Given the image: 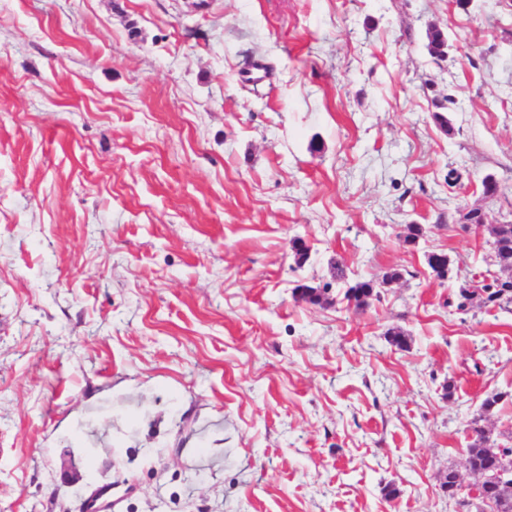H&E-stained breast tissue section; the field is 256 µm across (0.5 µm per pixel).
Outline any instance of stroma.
Listing matches in <instances>:
<instances>
[{
	"label": "stroma",
	"instance_id": "obj_1",
	"mask_svg": "<svg viewBox=\"0 0 512 512\" xmlns=\"http://www.w3.org/2000/svg\"><path fill=\"white\" fill-rule=\"evenodd\" d=\"M511 220L512 0H0V512H464ZM494 261L501 270H512V223L497 224L493 231ZM336 279L348 284L345 291V298L349 301L355 302L358 308L368 307L371 301L379 298L378 292H375V287L372 281H353L347 280L346 274L342 267L336 265ZM500 279L501 278L497 276H492V278L489 279L486 275H482L483 294L479 296L469 295V297H467L464 291L465 288L460 286L457 293V309L465 310L468 304L475 298H478L479 305L488 310L509 307L512 304V288H503L504 283L501 282ZM467 300H469L468 303L465 302Z\"/></svg>",
	"mask_w": 512,
	"mask_h": 512
}]
</instances>
